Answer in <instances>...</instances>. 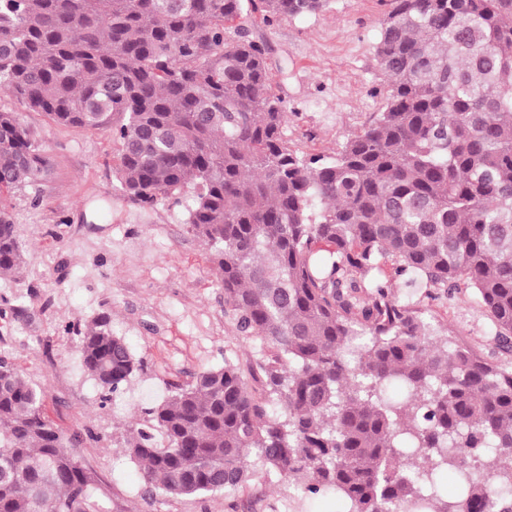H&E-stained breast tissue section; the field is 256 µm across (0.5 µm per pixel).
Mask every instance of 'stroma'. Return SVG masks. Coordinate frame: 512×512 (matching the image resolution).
I'll list each match as a JSON object with an SVG mask.
<instances>
[{
  "mask_svg": "<svg viewBox=\"0 0 512 512\" xmlns=\"http://www.w3.org/2000/svg\"><path fill=\"white\" fill-rule=\"evenodd\" d=\"M383 12L381 0H330L320 12L270 24L242 13L240 25L267 49L272 90L288 112L285 138L297 155L336 153L378 112ZM0 111L36 130L49 159L40 182L7 202L24 264L0 277V353L43 387L51 418L79 436L75 452L111 512H343L341 499L266 472L232 491L144 493L128 451L131 424L202 369L228 359L246 368L267 351L238 334L209 251L187 231L185 208L144 209L123 194L108 132L56 126L4 90ZM397 295L452 343L512 370V352L497 347L491 316L467 284L449 294L401 288ZM103 312L141 361L106 403L79 357L82 333Z\"/></svg>",
  "mask_w": 512,
  "mask_h": 512,
  "instance_id": "stroma-1",
  "label": "stroma"
}]
</instances>
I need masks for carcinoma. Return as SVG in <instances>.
Wrapping results in <instances>:
<instances>
[{
    "label": "carcinoma",
    "mask_w": 512,
    "mask_h": 512,
    "mask_svg": "<svg viewBox=\"0 0 512 512\" xmlns=\"http://www.w3.org/2000/svg\"><path fill=\"white\" fill-rule=\"evenodd\" d=\"M328 2L0 0V88L110 131L124 195L185 205L237 330L267 349L260 389L230 360L202 371L144 411L130 456L173 497L265 471L345 512H512V370L394 292L465 281L512 351V0H382L379 112L336 155L300 157L265 47L226 31L246 9ZM46 167L0 111V275L23 266L4 196ZM79 353L104 403L140 366L106 314ZM92 484L43 388L0 354V512H109Z\"/></svg>",
    "instance_id": "carcinoma-1"
}]
</instances>
